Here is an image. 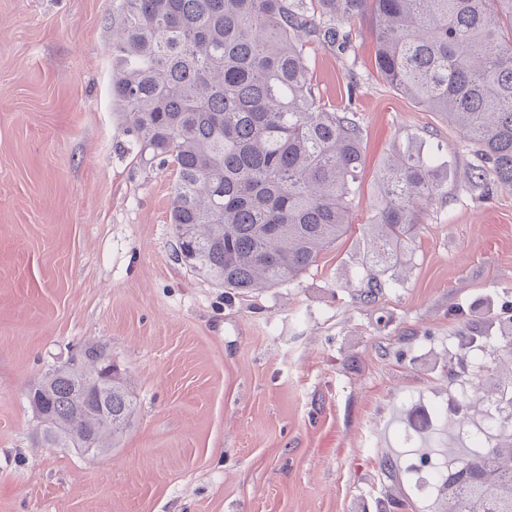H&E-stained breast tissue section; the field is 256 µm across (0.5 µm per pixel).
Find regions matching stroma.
Listing matches in <instances>:
<instances>
[{
  "mask_svg": "<svg viewBox=\"0 0 512 512\" xmlns=\"http://www.w3.org/2000/svg\"><path fill=\"white\" fill-rule=\"evenodd\" d=\"M112 5L0 0V512H441L409 468L466 457L457 425L512 386L502 338L460 366L472 323L512 301V191L470 189L471 144L381 79L357 18L345 49L309 51L322 102L363 132L352 225L297 280L224 290L178 258L177 172L141 158L112 97ZM408 135L453 175L368 303L363 226ZM86 343L137 395L95 457L46 447L26 398Z\"/></svg>",
  "mask_w": 512,
  "mask_h": 512,
  "instance_id": "obj_1",
  "label": "stroma"
}]
</instances>
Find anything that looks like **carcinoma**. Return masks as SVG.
I'll list each match as a JSON object with an SVG mask.
<instances>
[{
    "label": "carcinoma",
    "mask_w": 512,
    "mask_h": 512,
    "mask_svg": "<svg viewBox=\"0 0 512 512\" xmlns=\"http://www.w3.org/2000/svg\"><path fill=\"white\" fill-rule=\"evenodd\" d=\"M371 13L375 66L392 87L439 114L477 147L471 188L512 189V0H117L112 9V98L139 152L172 163V224L180 259L235 291L295 280L343 236L363 164L349 108L315 92L309 45L345 47L344 25ZM448 194V169L412 138L393 148L364 225L373 302L392 250ZM80 369L58 365L31 386L42 442L62 446L89 428L101 450L130 426L136 394L125 375L85 409L109 357L81 347ZM512 434L470 460L486 494L456 479L448 512H498L512 500Z\"/></svg>",
    "instance_id": "cac0c4a2"
}]
</instances>
